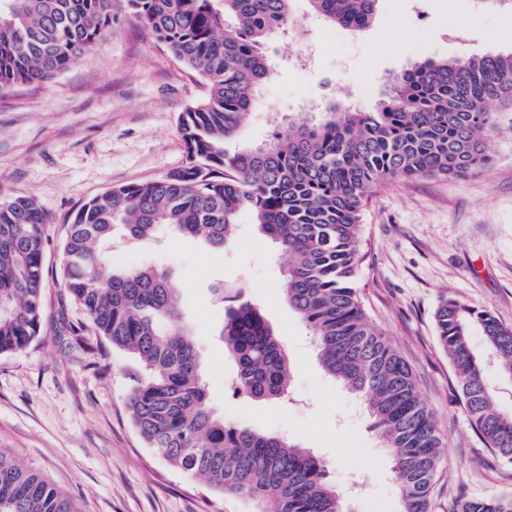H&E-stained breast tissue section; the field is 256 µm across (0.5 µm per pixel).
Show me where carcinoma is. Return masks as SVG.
<instances>
[{
  "mask_svg": "<svg viewBox=\"0 0 512 512\" xmlns=\"http://www.w3.org/2000/svg\"><path fill=\"white\" fill-rule=\"evenodd\" d=\"M292 0H0V89L48 83L112 30L117 10L207 84L180 115L186 166L164 178L102 192L69 219L65 290L95 335L140 366L131 419L148 447L216 493L246 497L260 512H349L327 463L285 436L224 418L209 404L198 341L170 272L112 263L116 237L157 240L161 225L212 249L229 245L237 216L288 256L281 292L308 325L324 371L366 403L371 428L390 449L401 512H429L444 436L410 366L376 330L355 279L368 189L396 177L472 175L488 166L486 135L512 106V52L424 60L396 75L372 111L332 104L314 122L288 119L273 138L229 151L273 68L267 39L291 19ZM310 11L350 30L365 27L378 0H307ZM47 220L28 197L0 200V354L29 347L42 329ZM434 321L452 362L464 411L477 434L512 464V415L484 382L472 330L512 377V328L486 309L447 297ZM230 385L251 400L283 398L286 350L259 309L227 310ZM0 512H79L72 497L0 452ZM456 512H512V495L463 499Z\"/></svg>",
  "mask_w": 512,
  "mask_h": 512,
  "instance_id": "carcinoma-1",
  "label": "carcinoma"
}]
</instances>
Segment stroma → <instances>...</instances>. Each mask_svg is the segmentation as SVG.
Masks as SVG:
<instances>
[{
	"label": "stroma",
	"instance_id": "1",
	"mask_svg": "<svg viewBox=\"0 0 512 512\" xmlns=\"http://www.w3.org/2000/svg\"><path fill=\"white\" fill-rule=\"evenodd\" d=\"M292 17L294 26L268 41L273 75L236 146L262 144L288 116L332 101L371 108L414 62L512 51V7L487 0H379L371 25L359 32L310 17L306 0H294ZM307 45L312 55L299 63ZM206 94L205 81L128 13L56 81L0 90V199L32 198L49 219L43 331L25 351L0 355V451L43 473L81 512L255 510L248 498L214 493L149 448L128 407L137 366L106 344L89 352L66 332L87 321L63 299L69 216L105 190L185 166L179 117ZM491 109L497 127L487 139L488 168L465 178L378 184L362 218L358 294L411 367L448 439L430 512H452L464 497L512 494V464L473 431L434 322L440 302L453 296L512 327V107L495 102ZM238 224L236 239L221 250L170 236L159 245L124 243L113 257L125 267L148 263L175 274L214 410L312 449L338 489L363 483L353 512H400L391 455L370 427L364 400L320 368L310 330L281 297L283 258L249 211ZM221 285L239 288L280 336L293 369L285 400L229 397L236 366L220 336L226 306L213 290Z\"/></svg>",
	"mask_w": 512,
	"mask_h": 512
}]
</instances>
